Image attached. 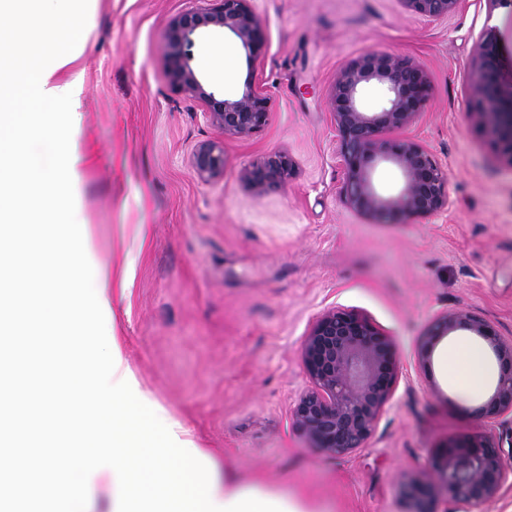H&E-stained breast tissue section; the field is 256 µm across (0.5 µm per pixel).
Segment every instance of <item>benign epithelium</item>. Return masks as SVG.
Returning <instances> with one entry per match:
<instances>
[{"mask_svg":"<svg viewBox=\"0 0 512 512\" xmlns=\"http://www.w3.org/2000/svg\"><path fill=\"white\" fill-rule=\"evenodd\" d=\"M196 5L174 16L167 29L164 55L172 87L203 105L204 120L226 136L250 135L270 119V99L254 84L264 61L267 38L252 0H195ZM461 0H398L402 10L431 21L443 20ZM217 31L235 38L250 71L242 93L226 98L209 87L190 64L193 38ZM475 112L485 136L512 165V70L492 32L474 47ZM386 84L384 105L364 112L358 102L363 84ZM424 69L416 62L379 50H368L349 61L331 85L336 124V150L343 165L341 195L354 211L381 223L436 215L448 209V179L434 155L412 139L391 133L415 122L430 97ZM381 163L396 166L402 189L383 196L373 184ZM190 165L206 183L224 178V145L204 142L191 153ZM297 175V163L286 151L274 150L242 168L239 179L255 197L284 193ZM467 331L492 352L499 379L488 399L476 409L480 427L448 442L434 453L430 470L402 474L398 491L403 512H435L433 482L454 505V512L472 509L512 490V458L506 456L494 427L512 417V340L503 339L483 317L459 308L439 314L425 333L419 353L428 363L437 342L456 331ZM300 356L310 386L299 396L293 421L312 447L344 455L366 447L391 401L399 365L389 336L367 317L333 308L323 312L304 337Z\"/></svg>","mask_w":512,"mask_h":512,"instance_id":"1","label":"benign epithelium"}]
</instances>
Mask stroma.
<instances>
[{
	"label": "stroma",
	"instance_id": "1",
	"mask_svg": "<svg viewBox=\"0 0 512 512\" xmlns=\"http://www.w3.org/2000/svg\"><path fill=\"white\" fill-rule=\"evenodd\" d=\"M190 0H97L56 17L44 56L83 47L81 162L70 188L90 243L88 279L112 282L115 334L141 389L216 451L237 481L287 487L330 512H401L397 478L427 468L438 447L473 431L478 400L421 365L440 313L468 308L512 338V165L475 123L476 40L512 49V0H462L447 19L397 0H252L268 51L258 79L271 101L260 132L227 137L167 76L170 19ZM379 49L421 64L430 99L407 137L448 173L447 211L376 224L340 192L330 87L350 59ZM192 65L226 97L248 75L231 36L195 38ZM223 143L222 180L189 159ZM273 150L298 165L287 191L262 198L238 179ZM366 315L392 339L394 395L365 448L330 456L293 424L308 386L302 341L331 308Z\"/></svg>",
	"mask_w": 512,
	"mask_h": 512
}]
</instances>
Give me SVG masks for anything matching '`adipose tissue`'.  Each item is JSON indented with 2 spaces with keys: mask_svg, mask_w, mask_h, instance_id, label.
Listing matches in <instances>:
<instances>
[{
  "mask_svg": "<svg viewBox=\"0 0 512 512\" xmlns=\"http://www.w3.org/2000/svg\"><path fill=\"white\" fill-rule=\"evenodd\" d=\"M72 0H0V20L47 21L70 9ZM76 53L44 60L39 37L0 45V238L13 247L0 261L25 264L49 251L54 273L69 279L59 291L51 276L23 275L0 291V438L16 436L33 417L54 425L32 451L17 454L0 477V505L14 503L30 481L69 490L62 512H89L83 487L103 480L111 486L110 512H312L297 493L254 482L221 479L216 460L181 447L183 424L168 413L135 411L138 383L124 363L110 322L101 312L112 307L107 279L83 280L88 243L81 234L78 211L65 225L12 220L20 209L37 211L38 198L66 206L70 182L76 179L80 156L74 134L80 115L53 113L54 105L72 101L74 82L61 80ZM50 327L66 331L71 352L51 356L52 375L34 393L14 388V366L29 353L22 330ZM108 337L106 350L97 340ZM439 370L449 386L471 396L486 394L497 371L480 343L460 336L439 357Z\"/></svg>",
  "mask_w": 512,
  "mask_h": 512,
  "instance_id": "ef3b65f1",
  "label": "adipose tissue"
}]
</instances>
